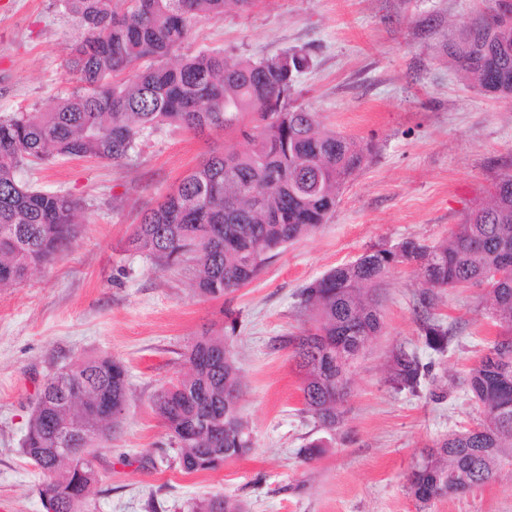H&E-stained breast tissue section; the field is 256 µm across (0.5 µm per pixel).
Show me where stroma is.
Segmentation results:
<instances>
[{"instance_id": "obj_1", "label": "stroma", "mask_w": 512, "mask_h": 512, "mask_svg": "<svg viewBox=\"0 0 512 512\" xmlns=\"http://www.w3.org/2000/svg\"><path fill=\"white\" fill-rule=\"evenodd\" d=\"M486 0H256L199 21L187 53L270 59L290 49L310 65L292 91L321 126L374 150L342 188L330 220L276 255L227 300L201 296L187 274L127 250L133 224L209 151L248 150L216 130L199 138L166 126L131 160L55 159L19 181L80 201L70 250L0 288V512H46L42 473L23 455L32 401L46 377L88 355L121 360L129 401L98 451L101 481L88 512H188L223 495L245 512H512V468L472 491L419 510L406 475L424 448L480 422L464 380L495 340L486 289L447 292L437 317L452 328L430 347L414 309L416 267L389 276L384 331L350 376L342 426L333 433L302 412L300 379L283 341L306 313L298 292L373 244L437 243L512 171V101L483 92L449 63L446 44ZM74 17L57 0H0V113L43 112L65 95ZM238 315L231 340L240 369L241 416L253 447L206 474L184 473L153 410L161 386L187 370L193 340ZM432 365L417 391L384 381L391 350ZM442 397H435V389ZM317 443L313 460L304 449Z\"/></svg>"}]
</instances>
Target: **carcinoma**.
<instances>
[{"label": "carcinoma", "instance_id": "obj_1", "mask_svg": "<svg viewBox=\"0 0 512 512\" xmlns=\"http://www.w3.org/2000/svg\"><path fill=\"white\" fill-rule=\"evenodd\" d=\"M77 20L68 74L75 87L45 112L0 114V287L21 283L33 267L69 251L79 203L17 181L18 169L54 158L122 163L164 125L203 133L221 129L251 143L247 151L212 154L144 212L128 248L165 268L192 270L200 295L224 298L250 284L269 259L328 222L339 192L371 154L368 146L319 129L316 114L291 102L293 77L308 67L301 52L253 61L219 52L181 50L202 14L226 0H59ZM464 28L448 47L455 66L483 91L512 100V37L489 27ZM501 190L470 208L448 240L406 238L373 245L301 291L307 325L288 337L300 378L303 412L333 432L343 420L350 373L366 342L381 334L382 301L391 270L418 269L415 308L421 330L437 342L452 335L434 311L452 289L483 286L500 333L469 369L466 385L483 420L440 438L420 453L407 488L420 507L492 481L512 462V173ZM237 318L224 312V333H204L185 354L188 373L164 384L154 411L178 448L187 473L219 470L252 448L239 412L242 385L227 336ZM64 369L73 400L43 397L27 422L23 453L43 473L59 512H85L100 483L97 467L55 465L58 425L77 420L94 435L71 445L77 455L112 435L126 410L127 370L109 356L85 357ZM428 364L403 346L392 349L386 382L415 391ZM191 512H244L224 496L203 498Z\"/></svg>", "mask_w": 512, "mask_h": 512}]
</instances>
